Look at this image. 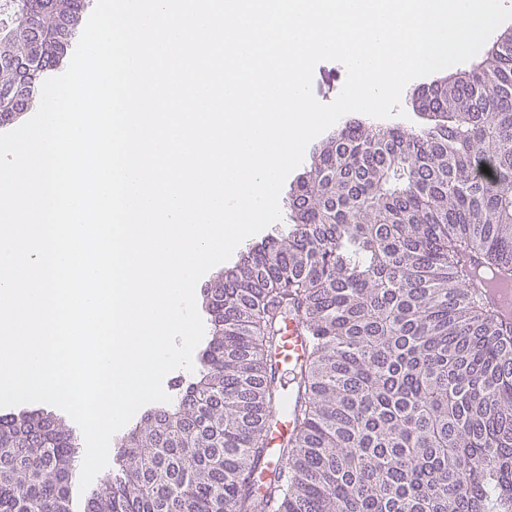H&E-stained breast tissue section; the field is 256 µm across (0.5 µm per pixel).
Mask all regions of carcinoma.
<instances>
[{
  "label": "carcinoma",
  "mask_w": 512,
  "mask_h": 512,
  "mask_svg": "<svg viewBox=\"0 0 512 512\" xmlns=\"http://www.w3.org/2000/svg\"><path fill=\"white\" fill-rule=\"evenodd\" d=\"M10 7L0 59L19 60L26 29L68 47L85 3ZM37 79L1 66L0 106ZM423 96L428 127L353 121L312 154L292 230L212 291L197 380L132 430L87 512H512V322L476 274L512 284V37ZM290 316L308 349L289 395L270 355ZM74 454L62 423L1 416L0 512H72ZM293 420L291 414L283 409H274L270 415V448L275 451L283 444L291 433Z\"/></svg>",
  "instance_id": "1"
}]
</instances>
